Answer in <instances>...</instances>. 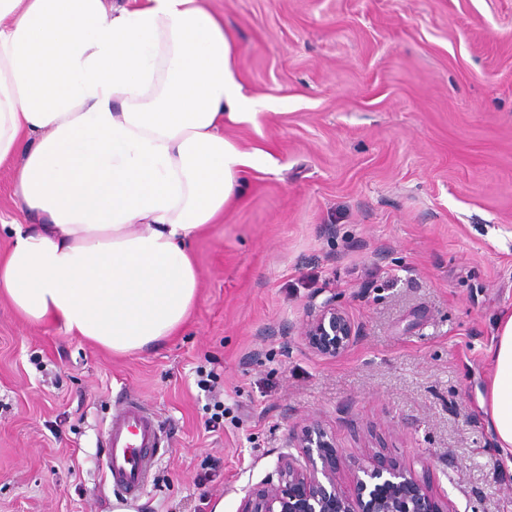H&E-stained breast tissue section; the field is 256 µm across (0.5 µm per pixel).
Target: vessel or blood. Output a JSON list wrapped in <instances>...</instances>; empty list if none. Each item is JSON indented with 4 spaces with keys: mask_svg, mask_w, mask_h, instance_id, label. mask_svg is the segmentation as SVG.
<instances>
[{
    "mask_svg": "<svg viewBox=\"0 0 512 512\" xmlns=\"http://www.w3.org/2000/svg\"><path fill=\"white\" fill-rule=\"evenodd\" d=\"M163 448L164 431L155 413L134 398H124L103 439L104 466L111 485L125 498H138Z\"/></svg>",
    "mask_w": 512,
    "mask_h": 512,
    "instance_id": "vessel-or-blood-1",
    "label": "vessel or blood"
}]
</instances>
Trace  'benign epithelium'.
Returning a JSON list of instances; mask_svg holds the SVG:
<instances>
[{"instance_id":"1","label":"benign epithelium","mask_w":512,"mask_h":512,"mask_svg":"<svg viewBox=\"0 0 512 512\" xmlns=\"http://www.w3.org/2000/svg\"><path fill=\"white\" fill-rule=\"evenodd\" d=\"M302 336L326 359H336L352 346L356 331L336 299L324 300L306 320ZM296 447L307 465L290 453L281 455L271 476L247 491L238 512H448L446 503L415 471L374 455L355 469V493L341 487L340 454L322 429L310 426Z\"/></svg>"}]
</instances>
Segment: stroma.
<instances>
[{
    "instance_id": "1",
    "label": "stroma",
    "mask_w": 512,
    "mask_h": 512,
    "mask_svg": "<svg viewBox=\"0 0 512 512\" xmlns=\"http://www.w3.org/2000/svg\"><path fill=\"white\" fill-rule=\"evenodd\" d=\"M235 36L271 154L193 244L187 324L117 355L0 299V512H112L102 429L121 396L168 450L134 512H238L302 430L414 468L448 512H512L480 403L512 313V0H205ZM0 165V252L22 217ZM356 338L301 334L326 298ZM214 376L224 416L199 380ZM302 327V336L320 356L335 359L352 346L356 331L345 310L335 298L324 300Z\"/></svg>"
}]
</instances>
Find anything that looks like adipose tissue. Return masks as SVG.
<instances>
[{
	"instance_id": "1",
	"label": "adipose tissue",
	"mask_w": 512,
	"mask_h": 512,
	"mask_svg": "<svg viewBox=\"0 0 512 512\" xmlns=\"http://www.w3.org/2000/svg\"><path fill=\"white\" fill-rule=\"evenodd\" d=\"M236 44L203 0H0V163L39 228L11 224L0 297L116 353L175 335L195 302L192 243L264 153ZM35 144L21 150L23 136ZM481 397L512 456V314Z\"/></svg>"
}]
</instances>
